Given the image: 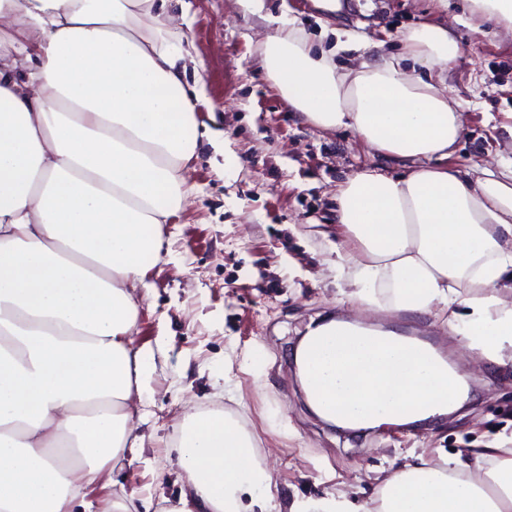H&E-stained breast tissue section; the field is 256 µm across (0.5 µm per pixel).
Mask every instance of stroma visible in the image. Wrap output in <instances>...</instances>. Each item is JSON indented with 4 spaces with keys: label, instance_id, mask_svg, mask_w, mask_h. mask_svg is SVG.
I'll return each instance as SVG.
<instances>
[{
    "label": "stroma",
    "instance_id": "stroma-1",
    "mask_svg": "<svg viewBox=\"0 0 512 512\" xmlns=\"http://www.w3.org/2000/svg\"><path fill=\"white\" fill-rule=\"evenodd\" d=\"M341 11L314 0H265L263 12L236 0H183L172 30L192 41L199 63L200 120L226 146L199 137L187 173L191 203L163 227V259L138 289L133 349L149 373L134 400L145 448L113 482L95 488L102 512L116 496L178 498L175 446L184 418L223 411L253 436L272 476L274 512L324 499L370 512L383 481L423 459L469 449L512 446V370L465 348L429 314L368 313L344 295L333 267L345 238L336 188L372 167L391 176L406 163L371 149L352 131L326 132L288 106L261 63L265 37L293 21L318 46L334 50L337 68L376 63L403 50L410 27L446 24L459 53L448 70V95L464 129L448 165L475 169L512 157V33L474 20L469 0H340ZM361 319L434 345L459 365L469 385L463 407L446 418L389 424L371 431L329 425L309 408L294 349L310 328Z\"/></svg>",
    "mask_w": 512,
    "mask_h": 512
}]
</instances>
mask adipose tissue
Wrapping results in <instances>:
<instances>
[{
	"instance_id": "obj_1",
	"label": "adipose tissue",
	"mask_w": 512,
	"mask_h": 512,
	"mask_svg": "<svg viewBox=\"0 0 512 512\" xmlns=\"http://www.w3.org/2000/svg\"><path fill=\"white\" fill-rule=\"evenodd\" d=\"M181 0H0V512H92L144 439L130 424L146 365L132 348L134 293L162 258V227L191 193L197 154L190 49L163 19ZM404 51L341 72L329 52L280 25L263 67L315 126L352 130L410 163L366 168L336 189L356 252L336 278L369 310L432 314L505 365L512 351V160L468 171L445 161L463 128L444 80L448 27L421 24ZM323 420L364 430L456 408L461 371L421 341L347 320L307 332L294 354ZM187 489L160 512H269L271 476L253 439L199 412L175 448ZM409 464L375 512H512V457L473 449Z\"/></svg>"
}]
</instances>
